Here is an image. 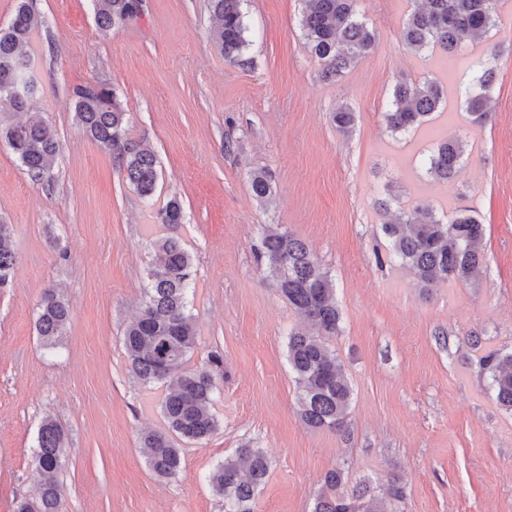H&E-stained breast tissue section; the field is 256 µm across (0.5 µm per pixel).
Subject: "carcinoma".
<instances>
[{
	"label": "carcinoma",
	"mask_w": 512,
	"mask_h": 512,
	"mask_svg": "<svg viewBox=\"0 0 512 512\" xmlns=\"http://www.w3.org/2000/svg\"><path fill=\"white\" fill-rule=\"evenodd\" d=\"M95 20L107 30L136 19L142 0H91ZM357 0H308L301 19L306 45L322 67L326 78H340L375 48L376 34L356 10ZM497 0H424L411 13L401 32L403 41L415 51L438 46L448 54L463 48L495 26ZM243 0H210L217 26L210 32L224 61H242L248 46ZM40 21L32 0H17L9 24L0 27V102L13 112L30 110L41 87L31 67V44ZM496 67L484 65L479 73L461 80L470 124L482 125L489 116V93L496 84ZM75 120L82 131L113 155L115 165L138 194L154 195L159 170L155 154L128 138L126 113L116 90L102 82H83L72 89ZM443 91L432 80L399 79L385 119L394 133H406L426 121L439 108ZM336 128L349 132L355 112L343 106L332 116ZM0 142L8 145L31 180L52 185V169L59 142L41 120L12 122L0 118ZM465 152L462 137L437 146L426 161L427 172L437 180L453 179ZM254 196L263 201L272 194V180L264 171L250 177ZM181 201L173 197L157 211L158 223L167 233L150 242L153 256L148 264L147 284L139 314L123 331V346L130 373L145 386L160 385L164 394L160 411L165 428L146 433L149 468L160 478L178 475L182 444H197L219 429L213 409L220 398L226 372L224 356L214 350L198 366L189 362L197 347L195 318L189 309L194 288L195 265L191 253L175 230L183 221ZM389 240V255L410 269L418 284L431 288L439 281H467L481 267L480 242L484 227L461 211L452 217L437 216L429 207L403 209L382 225ZM254 257L260 267L272 272L280 293L311 326L308 331L288 334V364L295 374L300 415L312 428L346 433L351 422L352 389L342 374V364L328 340L341 332V312L336 303L335 283L309 247L279 224L263 227ZM17 262L14 228L0 223V288L9 285ZM68 300L54 288L44 291L37 307L36 330L43 345L56 347L69 323ZM491 379V390L499 406L512 412V353L491 351L481 357ZM33 465L39 477L38 496L22 498L16 512H64V490L60 474L66 465V436L60 423L47 416L37 435ZM271 463L259 448L245 446L224 459L208 476L215 495L223 498L224 512H256L257 493L266 482ZM342 472H329L312 512H394L386 501L400 492L387 490L388 500L376 488L356 484L347 494L337 492Z\"/></svg>",
	"instance_id": "carcinoma-1"
}]
</instances>
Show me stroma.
<instances>
[{
	"instance_id": "35a3bbf8",
	"label": "stroma",
	"mask_w": 512,
	"mask_h": 512,
	"mask_svg": "<svg viewBox=\"0 0 512 512\" xmlns=\"http://www.w3.org/2000/svg\"><path fill=\"white\" fill-rule=\"evenodd\" d=\"M419 2L358 0L377 44L333 80L305 45L304 0H244L240 65L210 39L208 0H145L141 17L109 31L98 28L91 0H33L45 22L34 38L43 90L35 113L60 153L47 187L0 144V222L13 225L18 254L0 289V512L33 493L48 414L68 441L65 512H224L207 476L245 445L272 463L257 512H312L334 469L346 493L361 482L400 489L397 512H512V414L479 363L489 351L512 352V0H498L496 26L451 56L403 42ZM490 44L498 81L483 126L470 125L457 99L432 125L388 129L399 78L454 90ZM90 80L116 89L130 138L155 153L152 199L76 123L70 89ZM342 105L356 114L346 134L332 121ZM459 134L465 160L446 197L435 196L423 160L441 137ZM255 170L272 178L268 202L251 191ZM173 196L197 270L192 362L218 351L228 378L218 431L185 446L179 475L167 480L149 469L141 442L163 426L161 392L130 374L122 337L141 305L148 241L161 233L155 212ZM384 198L396 211L418 202L476 215L485 229L476 277L425 292L399 263L377 264L388 245ZM266 224L305 241L335 280L342 330L330 346L353 389L348 433L299 416L287 355L302 321L255 261ZM53 236L69 262L54 263ZM51 285L71 305L53 349L35 331Z\"/></svg>"
}]
</instances>
